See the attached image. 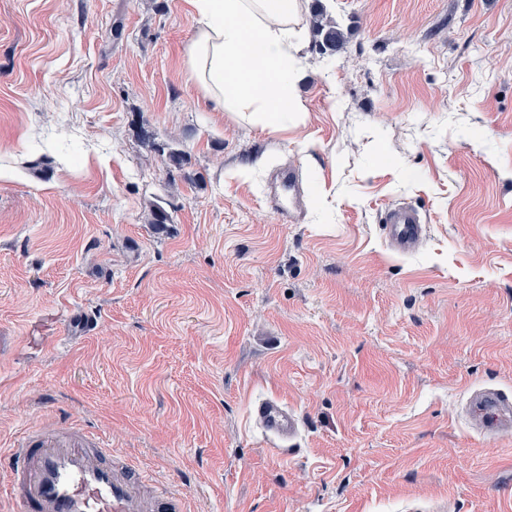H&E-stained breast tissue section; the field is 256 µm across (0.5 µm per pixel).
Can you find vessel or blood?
<instances>
[{
	"label": "vessel or blood",
	"instance_id": "b4317fda",
	"mask_svg": "<svg viewBox=\"0 0 512 512\" xmlns=\"http://www.w3.org/2000/svg\"><path fill=\"white\" fill-rule=\"evenodd\" d=\"M266 202L283 223L301 222L304 195L296 169L276 173ZM383 233L397 252L411 253L425 237L424 218L410 205H397L385 214ZM254 415L274 439L288 441L298 433L296 413L278 400L259 402ZM470 416L489 434L512 431V398L480 393L470 403ZM111 454L103 440L85 433L30 428L0 451V486L21 512H185L182 498L159 487L147 490L140 470Z\"/></svg>",
	"mask_w": 512,
	"mask_h": 512
}]
</instances>
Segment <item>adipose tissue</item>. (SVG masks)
Segmentation results:
<instances>
[{
    "label": "adipose tissue",
    "instance_id": "ef3b65f1",
    "mask_svg": "<svg viewBox=\"0 0 512 512\" xmlns=\"http://www.w3.org/2000/svg\"><path fill=\"white\" fill-rule=\"evenodd\" d=\"M196 18L186 48L190 80L205 98L263 132L302 109L293 25L299 0H188Z\"/></svg>",
    "mask_w": 512,
    "mask_h": 512
}]
</instances>
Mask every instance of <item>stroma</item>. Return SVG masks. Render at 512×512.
Wrapping results in <instances>:
<instances>
[{
  "mask_svg": "<svg viewBox=\"0 0 512 512\" xmlns=\"http://www.w3.org/2000/svg\"><path fill=\"white\" fill-rule=\"evenodd\" d=\"M318 1L344 42L266 133L189 80L186 0H0V450L67 419L188 512H512L467 413L512 397V0ZM301 176L292 167L280 169L267 192L266 203L285 224L302 221L304 195ZM420 211L408 204L397 205L383 218V233L391 247L402 254L412 253L425 237L426 225ZM254 415L259 425L274 439L288 441L298 434V416L278 400L268 399L259 402L254 408Z\"/></svg>",
  "mask_w": 512,
  "mask_h": 512,
  "instance_id": "obj_1",
  "label": "stroma"
}]
</instances>
